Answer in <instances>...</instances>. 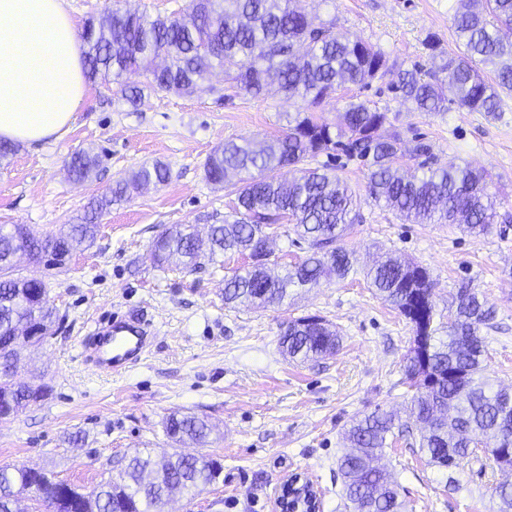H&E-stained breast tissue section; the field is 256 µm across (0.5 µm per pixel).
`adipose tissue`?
Here are the masks:
<instances>
[{
	"instance_id": "obj_1",
	"label": "adipose tissue",
	"mask_w": 512,
	"mask_h": 512,
	"mask_svg": "<svg viewBox=\"0 0 512 512\" xmlns=\"http://www.w3.org/2000/svg\"><path fill=\"white\" fill-rule=\"evenodd\" d=\"M82 58L63 0H0V139L61 138L84 101Z\"/></svg>"
}]
</instances>
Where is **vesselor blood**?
Returning a JSON list of instances; mask_svg holds the SVG:
<instances>
[{"label":"vessel or blood","mask_w":512,"mask_h":512,"mask_svg":"<svg viewBox=\"0 0 512 512\" xmlns=\"http://www.w3.org/2000/svg\"><path fill=\"white\" fill-rule=\"evenodd\" d=\"M97 335L89 359L98 369L111 373L141 359L148 347L147 331L132 321L100 328Z\"/></svg>","instance_id":"vessel-or-blood-1"}]
</instances>
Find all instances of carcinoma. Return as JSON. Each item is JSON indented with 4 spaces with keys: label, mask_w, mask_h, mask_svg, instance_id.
Returning a JSON list of instances; mask_svg holds the SVG:
<instances>
[{
    "label": "carcinoma",
    "mask_w": 512,
    "mask_h": 512,
    "mask_svg": "<svg viewBox=\"0 0 512 512\" xmlns=\"http://www.w3.org/2000/svg\"><path fill=\"white\" fill-rule=\"evenodd\" d=\"M300 0H187L180 17L157 16L116 8L96 22L84 24L86 77L91 82L115 84L117 92L135 104L141 85L154 92L190 94L211 69L218 66L224 79L238 92L253 97L278 83L290 98L304 104L289 122L288 132L265 147L224 143L208 157L205 178L227 183L235 196L223 223L210 225L208 243L199 249L193 234L169 228L151 244L153 261L166 270L173 258L197 269L216 265L230 254L250 252L252 263L243 274L224 282L227 305H280L288 289L305 288L320 279L342 280L354 270V258L342 245L351 226L362 221L361 199L329 166L301 168L307 157L325 154L357 158L367 167V198L383 204L407 221L420 224H459L470 234L488 231L499 218L489 202L485 177L453 163L429 167L430 147L416 141L410 155L427 169L422 175L397 173L403 140L394 130L383 133L386 113L365 102H350L339 123L315 113L338 90L366 86L388 67V60L362 38L336 32V20H320L299 6ZM461 0L454 24L464 50L445 52L430 39L435 71L400 68L391 89L420 112L448 109L445 88L454 91L458 106L493 115L501 94L512 93V43L499 35L512 25V0H486V8L473 12ZM492 67L487 81L479 65ZM97 159L75 156L70 171L77 178L89 175ZM293 168L299 176L285 184L277 172ZM170 169L155 163L139 169L132 182L119 180L109 193L93 199L81 222L52 236L38 234L26 224L0 225V271L13 268L22 250L63 266L73 250L93 243L98 214L128 199L130 185H162ZM293 224L306 256L273 277L268 257L257 246L278 233L284 222ZM375 293L414 328L405 358L401 384L407 387L411 413L416 418L419 450L427 464L453 470L479 458L475 436L500 434L499 451L492 455L497 467L512 465V393L495 390L486 379L487 353L480 328L492 327L494 312L485 306L468 283L458 288L448 314L438 310L433 281L427 268L398 258L377 261L366 273ZM53 314L48 285L43 281L8 277L0 280V362L17 356V328L22 323L49 322ZM448 323H443V319ZM448 327L442 340L438 331ZM340 344L337 331L324 318L312 315L288 322L280 346L292 360L331 354ZM45 389L17 385L0 377V421L43 397ZM207 421L198 416H169L167 436L175 441L204 440ZM412 437V427L379 409L353 421L348 431L351 451L339 463L342 497L352 512H404L398 485L372 466L387 439ZM118 476L99 482L91 494L55 480L45 472L32 474L17 465L0 466V512H16L13 505L23 489L32 487L52 512H152L177 489H198L216 481L222 466L208 454L187 457L173 453L161 459L133 456L116 461ZM500 512H512V484L495 487Z\"/></svg>",
    "instance_id": "carcinoma-1"
}]
</instances>
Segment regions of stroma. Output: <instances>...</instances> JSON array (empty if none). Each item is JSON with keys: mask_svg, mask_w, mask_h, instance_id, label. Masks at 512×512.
I'll return each instance as SVG.
<instances>
[{"mask_svg": "<svg viewBox=\"0 0 512 512\" xmlns=\"http://www.w3.org/2000/svg\"><path fill=\"white\" fill-rule=\"evenodd\" d=\"M186 0H65L77 25L113 8L168 16ZM337 31L362 37L395 66L433 67L425 42L458 47V0H304ZM393 74L368 86H348L321 107L338 122L347 105L366 101L386 112V131L405 143L421 136L435 165L455 163L487 176L498 212L512 213V95L496 115L449 104L420 112L390 90ZM224 74L213 69L188 95L144 90L129 103L112 89L88 84L86 99L68 132L34 149L16 144L0 163V225L27 224L55 233L76 223L92 199L115 181L160 162L168 183L149 186L98 219L95 243L74 252L60 268L20 257L15 274L51 288L54 315L45 342L19 351L15 379L47 385L45 398L14 420L0 423V465L25 464L56 480L91 491L111 462L141 454L207 453L222 465L216 482L172 496L163 512H271L278 486L308 475L322 494V512H347L336 478L344 433L357 416L375 408L403 411V359L413 337L410 324L369 288L364 268L387 252L426 267L435 300L446 307L458 284L472 282L495 312L486 336V374L493 388H512V223L492 225L474 237L449 224H411L391 210L364 202L363 222L345 239L355 270L340 281L293 288L279 306L231 307L224 281L244 258L196 271L172 263L154 268L151 241L182 224L206 233L223 219L230 198L225 185L206 181L204 165L229 140L260 146L283 135L301 107L277 88L224 101ZM100 163L89 178L74 180V154ZM317 315L340 333L339 350L323 359L286 358L278 338L289 320ZM135 318L154 333L143 357L118 374L86 363L85 346L98 327ZM207 417L205 442L176 443L165 433L169 414ZM402 488L408 512H498L494 489L512 482V469L483 472L470 461L447 472L426 465L418 447L399 442L379 459Z\"/></svg>", "mask_w": 512, "mask_h": 512, "instance_id": "obj_1", "label": "stroma"}]
</instances>
